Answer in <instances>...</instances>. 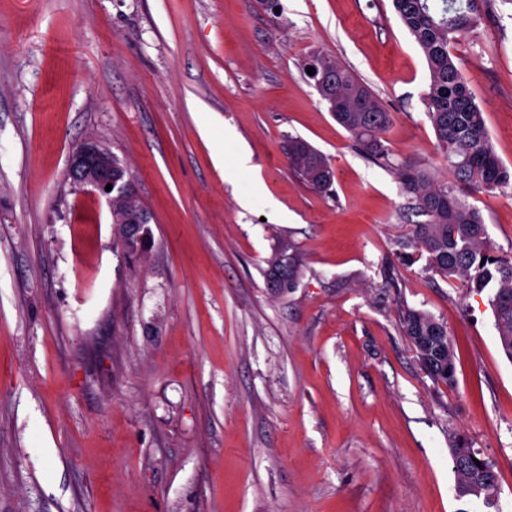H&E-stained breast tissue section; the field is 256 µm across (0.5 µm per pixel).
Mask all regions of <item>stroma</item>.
I'll use <instances>...</instances> for the list:
<instances>
[{"label":"stroma","instance_id":"stroma-1","mask_svg":"<svg viewBox=\"0 0 512 512\" xmlns=\"http://www.w3.org/2000/svg\"><path fill=\"white\" fill-rule=\"evenodd\" d=\"M0 0V512H512V361L486 296L403 259L401 164L448 174L429 72L391 0ZM332 55L393 123L383 166L302 65ZM454 60L512 167V0ZM321 151L330 192L284 151ZM100 143L151 214L127 254L67 176ZM512 256V185L477 195ZM296 288L268 284L279 242ZM444 322L453 386L403 308ZM464 437L494 507L457 499ZM290 167L317 192H325L333 184L334 171L327 158L301 137L288 139ZM400 325L404 334L411 340L415 355L427 374L437 384L450 387L455 382V354L448 342V332L444 325L432 315L416 309L406 308L401 313ZM421 336H443L438 342L425 343ZM448 371L442 372L447 363Z\"/></svg>","mask_w":512,"mask_h":512}]
</instances>
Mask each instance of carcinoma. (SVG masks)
Wrapping results in <instances>:
<instances>
[{
	"label": "carcinoma",
	"mask_w": 512,
	"mask_h": 512,
	"mask_svg": "<svg viewBox=\"0 0 512 512\" xmlns=\"http://www.w3.org/2000/svg\"><path fill=\"white\" fill-rule=\"evenodd\" d=\"M488 0H392L393 10L421 48L430 75L423 102L438 146L448 162L451 179L440 181L417 167L398 172L412 210L425 220L414 225L403 249L426 253L425 269L450 281H461L468 292H488L499 346L512 361V257L491 245L478 207L465 195L491 192L512 184V170L497 155L486 123L462 72L450 56V45L471 33L484 19ZM304 66L321 100L336 122L375 160L388 161L382 134L392 115L373 92L348 69L320 51ZM290 167L317 192L333 184L327 158L301 137L288 139ZM272 287L288 292L297 286L301 261L289 242L280 243L268 260ZM400 325L415 355L436 383L455 382V354L444 325L432 315L406 308ZM459 499H481L495 504L499 479L494 464L465 441L449 448Z\"/></svg>",
	"instance_id": "1"
}]
</instances>
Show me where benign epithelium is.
I'll return each mask as SVG.
<instances>
[{
  "instance_id": "7a95c632",
  "label": "benign epithelium",
  "mask_w": 512,
  "mask_h": 512,
  "mask_svg": "<svg viewBox=\"0 0 512 512\" xmlns=\"http://www.w3.org/2000/svg\"><path fill=\"white\" fill-rule=\"evenodd\" d=\"M67 174L74 184L106 197L111 207L136 192L131 181L123 180V173L112 161V155L95 141L75 147L69 158ZM109 184L112 189L107 191L105 187Z\"/></svg>"
}]
</instances>
